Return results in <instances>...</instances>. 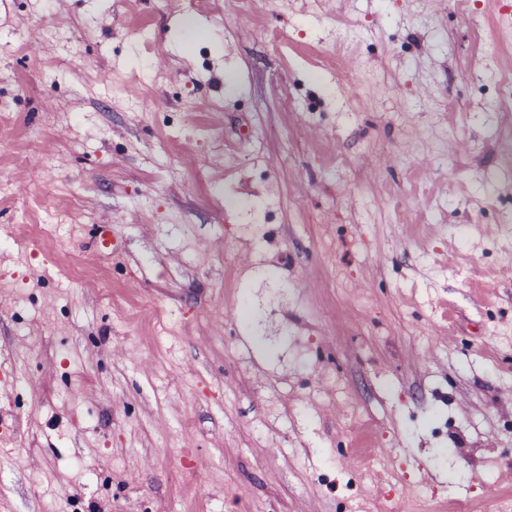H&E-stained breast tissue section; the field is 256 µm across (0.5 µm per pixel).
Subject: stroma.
<instances>
[{
  "label": "stroma",
  "instance_id": "35a3bbf8",
  "mask_svg": "<svg viewBox=\"0 0 512 512\" xmlns=\"http://www.w3.org/2000/svg\"><path fill=\"white\" fill-rule=\"evenodd\" d=\"M498 0H0V512H512Z\"/></svg>",
  "mask_w": 512,
  "mask_h": 512
}]
</instances>
